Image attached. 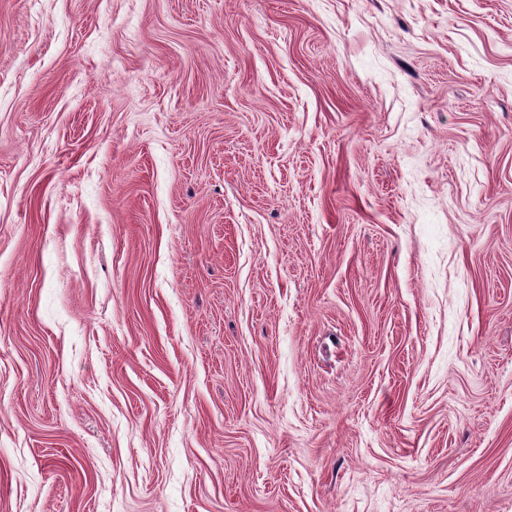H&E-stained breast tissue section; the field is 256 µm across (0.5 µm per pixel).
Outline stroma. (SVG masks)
Instances as JSON below:
<instances>
[{
  "label": "stroma",
  "instance_id": "1",
  "mask_svg": "<svg viewBox=\"0 0 512 512\" xmlns=\"http://www.w3.org/2000/svg\"><path fill=\"white\" fill-rule=\"evenodd\" d=\"M0 512H512V0H0Z\"/></svg>",
  "mask_w": 512,
  "mask_h": 512
}]
</instances>
